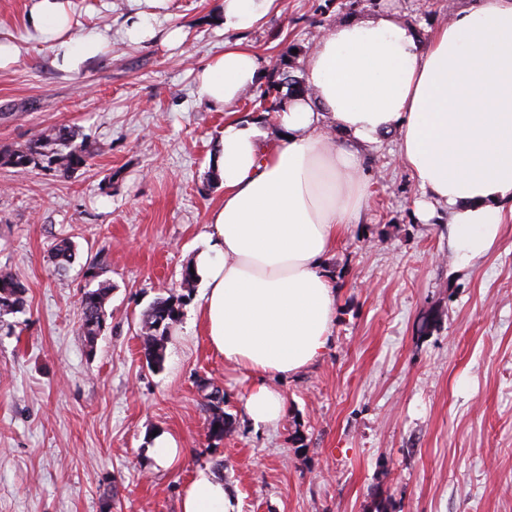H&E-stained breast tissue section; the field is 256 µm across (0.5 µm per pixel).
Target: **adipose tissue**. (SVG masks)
Listing matches in <instances>:
<instances>
[{
  "mask_svg": "<svg viewBox=\"0 0 512 512\" xmlns=\"http://www.w3.org/2000/svg\"><path fill=\"white\" fill-rule=\"evenodd\" d=\"M278 0H221L224 27L252 28ZM27 22L76 69L96 59L95 31L66 38L59 0H36ZM306 97H285L270 143L263 118L225 121L214 158L224 203L210 216L208 250L195 263L213 349L256 376L246 400L254 427L286 411L270 377L287 379L325 353L336 286L325 265L337 238L368 202L364 148L395 137L420 191L419 221L448 212V249L466 265L497 243L512 213V0H474L428 39L396 14L339 20L303 62ZM262 76L234 43L197 74V95L236 103ZM223 480L195 472L181 512H228Z\"/></svg>",
  "mask_w": 512,
  "mask_h": 512,
  "instance_id": "adipose-tissue-1",
  "label": "adipose tissue"
}]
</instances>
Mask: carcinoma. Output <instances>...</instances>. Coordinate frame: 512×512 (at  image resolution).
Segmentation results:
<instances>
[{
    "label": "carcinoma",
    "mask_w": 512,
    "mask_h": 512,
    "mask_svg": "<svg viewBox=\"0 0 512 512\" xmlns=\"http://www.w3.org/2000/svg\"><path fill=\"white\" fill-rule=\"evenodd\" d=\"M289 53L279 55L272 67L274 80L261 92L260 102H269L263 112L272 114L281 102L282 88L288 93H306L303 82L292 78ZM95 154L93 145L80 137L79 131L70 126L61 125L45 129L34 135L22 147L0 151V165L16 169L19 173L33 170L52 171L61 177H67L77 169L87 165ZM76 253L73 242L68 238L58 240L52 247L55 265L63 267L72 263ZM198 276L196 272L185 268L180 283L181 293L170 294L156 299L144 314L142 347L148 364L158 365L163 360L164 343L168 330L178 317L179 301L182 292H191L195 288ZM23 285L11 271L0 269V317L14 311L20 302ZM112 294V284L101 281L95 289L87 290L81 300V335L90 345L105 326L106 307ZM231 427L229 417L220 407H215L209 421L211 436L221 438Z\"/></svg>",
    "instance_id": "carcinoma-1"
}]
</instances>
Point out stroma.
Segmentation results:
<instances>
[{"label": "stroma", "instance_id": "obj_1", "mask_svg": "<svg viewBox=\"0 0 512 512\" xmlns=\"http://www.w3.org/2000/svg\"><path fill=\"white\" fill-rule=\"evenodd\" d=\"M64 2L70 36L105 39L78 71L27 25L34 0H0V44L16 50L0 68V150L60 125L96 149L67 177L0 166V269L24 287L0 317V512H179L200 468L223 479L235 512H371L378 490L389 512H512V215L491 251L458 267L444 225L418 221L395 141L366 153L368 205L327 260L331 340L276 381L277 427L248 421L255 378L210 346L203 286L181 302L161 366L140 337L146 310L179 293L206 248L224 195L215 146L229 112L252 110L200 102L199 68L239 40L267 80L287 47L309 52L340 18L394 10L425 39L466 0H279L241 33L224 29L221 0ZM60 237L76 258L58 270ZM94 266L112 294L90 346L80 301ZM216 396L233 418L220 439ZM159 433L184 450L169 469L149 454Z\"/></svg>", "mask_w": 512, "mask_h": 512}]
</instances>
